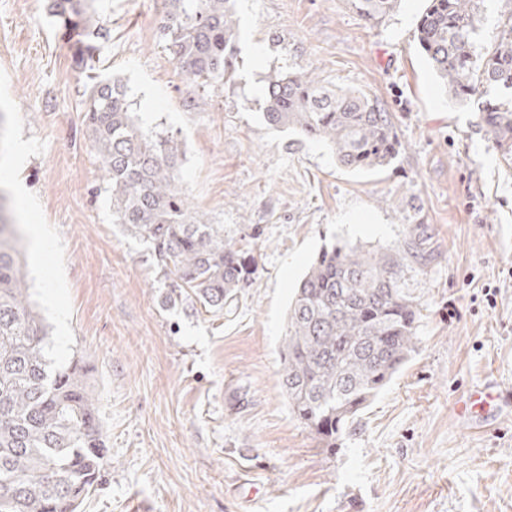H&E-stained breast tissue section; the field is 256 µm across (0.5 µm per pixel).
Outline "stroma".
<instances>
[{"instance_id":"1","label":"stroma","mask_w":512,"mask_h":512,"mask_svg":"<svg viewBox=\"0 0 512 512\" xmlns=\"http://www.w3.org/2000/svg\"><path fill=\"white\" fill-rule=\"evenodd\" d=\"M427 0L374 26L348 0H236L229 77L191 83L157 32L163 0H96L97 73L184 152L193 210L247 251L257 278L221 312L166 303L146 246L112 221L83 123L87 79L45 0H0V190L33 301L83 357L110 449L82 512H512V413L489 428L455 404L512 389V174L415 40ZM314 72L391 112L399 155L342 169L326 143L268 125V74ZM24 155H16L17 143ZM420 226L417 351L335 449L289 411L279 357L293 290L338 241L390 248ZM493 299H486L487 289Z\"/></svg>"}]
</instances>
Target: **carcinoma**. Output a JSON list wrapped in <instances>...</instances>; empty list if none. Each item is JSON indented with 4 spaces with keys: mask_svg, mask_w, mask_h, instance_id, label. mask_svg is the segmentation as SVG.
<instances>
[{
    "mask_svg": "<svg viewBox=\"0 0 512 512\" xmlns=\"http://www.w3.org/2000/svg\"><path fill=\"white\" fill-rule=\"evenodd\" d=\"M159 38L179 68L205 86L224 79L237 37L234 0H164ZM415 37L448 94L477 98L478 127L512 172V14L500 19L490 48H479L475 0H427ZM400 0H349L379 24ZM52 23L84 91L85 127L112 198V221L143 241L170 281L215 311L253 284L256 268L224 225L192 210L178 185L183 151L143 126L126 85L94 76L108 30L91 0H47ZM263 116L275 127L326 142L339 166L369 172L390 166L400 149L392 115L363 92L331 89L309 73H272ZM19 238L0 190V512H81L108 462L105 433L83 359L57 368L48 327L21 271ZM427 257L413 227L404 244L324 248L294 289L280 358L291 414L332 449L416 352L421 303L408 281Z\"/></svg>",
    "mask_w": 512,
    "mask_h": 512,
    "instance_id": "carcinoma-1",
    "label": "carcinoma"
}]
</instances>
